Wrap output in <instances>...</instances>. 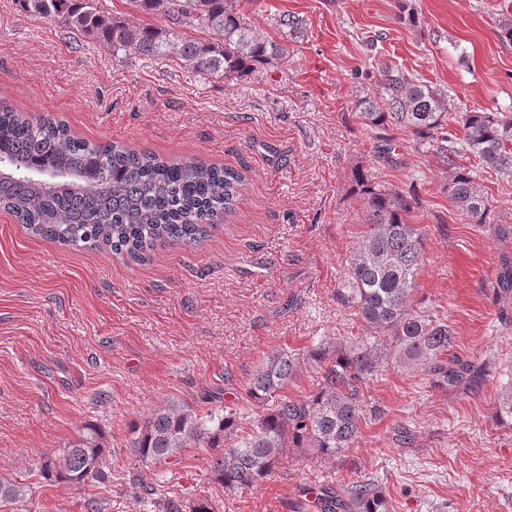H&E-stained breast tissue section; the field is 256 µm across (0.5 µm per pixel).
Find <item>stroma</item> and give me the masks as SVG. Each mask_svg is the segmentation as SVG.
I'll return each mask as SVG.
<instances>
[{"label":"stroma","instance_id":"1","mask_svg":"<svg viewBox=\"0 0 512 512\" xmlns=\"http://www.w3.org/2000/svg\"><path fill=\"white\" fill-rule=\"evenodd\" d=\"M245 14L265 37L287 14L303 32L287 63L230 80L113 57L0 0L1 101L93 141L245 176L235 211L204 241L157 246L141 263L46 241L0 210V482L24 488L0 512H88L92 500L99 512H153L132 494L134 474L214 512H295L303 488L361 478L389 512H512V428L496 408L512 381V303L494 291L512 260V235L496 231L512 227V177L463 155L489 207V223H472L410 133L379 159L354 116L357 100L381 92L376 60L447 93L451 114L512 113V42L501 36L512 0H250ZM362 169L417 193L425 252L413 301L453 326V352L483 373L480 391L385 367L365 398L383 413L341 459L289 454L233 497L212 480L208 449H186L170 472L142 464L129 428L153 410L241 390L274 350L362 335L336 301L367 222L354 191ZM88 425L106 439L111 482L38 476L41 455Z\"/></svg>","mask_w":512,"mask_h":512}]
</instances>
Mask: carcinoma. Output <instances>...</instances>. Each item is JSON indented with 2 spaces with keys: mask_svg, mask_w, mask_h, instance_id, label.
Here are the masks:
<instances>
[{
  "mask_svg": "<svg viewBox=\"0 0 512 512\" xmlns=\"http://www.w3.org/2000/svg\"><path fill=\"white\" fill-rule=\"evenodd\" d=\"M28 14L60 22L73 33L103 40L115 57L136 54L175 58L186 68L221 78L241 79L253 70L288 62V40L301 33L291 16L280 19L275 38L263 37L247 21L243 0H126L145 16L161 15L158 26L131 25L102 10L99 0H18ZM379 99L361 98L356 113L369 130L396 126L448 169L449 200L477 224L486 223V197L461 151L448 136L445 94L384 62ZM465 150L485 165L512 176V117L503 112H463ZM0 208L34 236L85 249L100 246L143 262L164 242L193 245L209 235L221 214L234 211L242 173L194 160H168L152 151L117 142L95 143L75 136L62 120L32 116L0 104ZM358 193L367 212L366 230L352 259L349 278L336 301L357 316L365 335L346 342L326 341L302 352L269 353L246 386L251 413L244 422L221 392H204L200 408L169 404L130 428L128 448L147 466L166 471L179 465L186 448L212 451L210 472L233 496L264 482L289 452L334 460L353 446L362 421L381 410L364 409L365 390L391 362L423 371L454 386L479 388L482 377L456 356L448 320L412 304L424 236L408 222L417 199L361 173ZM312 368L316 390L288 395V385ZM497 409L512 423V384L502 389ZM103 439L87 427L59 454L43 456L41 474L57 472L76 486L110 480L102 467ZM319 512H387L375 484L342 488L317 484ZM162 512H211L205 502L166 497Z\"/></svg>",
  "mask_w": 512,
  "mask_h": 512,
  "instance_id": "carcinoma-1",
  "label": "carcinoma"
}]
</instances>
